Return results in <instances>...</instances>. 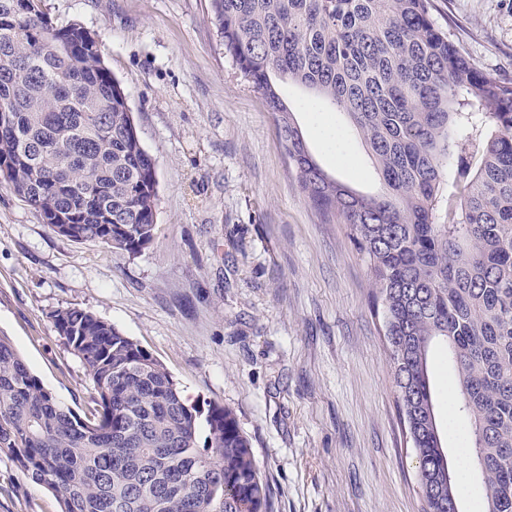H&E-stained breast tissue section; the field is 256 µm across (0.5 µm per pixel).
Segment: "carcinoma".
<instances>
[{
	"mask_svg": "<svg viewBox=\"0 0 512 512\" xmlns=\"http://www.w3.org/2000/svg\"><path fill=\"white\" fill-rule=\"evenodd\" d=\"M224 48L273 113L302 191L366 264L425 512L461 501L430 358L460 393L481 512H512V82L461 54L432 0H209ZM346 116L378 172L328 174L279 83ZM0 179L53 232L138 254L156 230V163L83 24L0 0ZM97 397L63 405L0 335V454L62 512H271L229 408L188 405L166 367L89 309L54 315Z\"/></svg>",
	"mask_w": 512,
	"mask_h": 512,
	"instance_id": "carcinoma-1",
	"label": "carcinoma"
}]
</instances>
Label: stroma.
<instances>
[{"instance_id":"35a3bbf8","label":"stroma","mask_w":512,"mask_h":512,"mask_svg":"<svg viewBox=\"0 0 512 512\" xmlns=\"http://www.w3.org/2000/svg\"><path fill=\"white\" fill-rule=\"evenodd\" d=\"M97 34L155 158L153 241L132 255L55 235L0 183V333L64 405L93 408L54 325L94 311L157 358L187 403L232 409L272 512H422L367 268L288 162L264 98L226 52L209 0H43ZM478 67L512 80V0H433ZM282 92L332 175L371 190L356 131L292 84ZM0 512H60L0 456Z\"/></svg>"}]
</instances>
